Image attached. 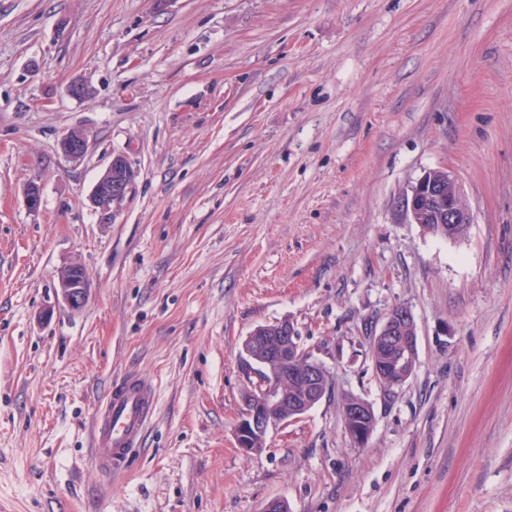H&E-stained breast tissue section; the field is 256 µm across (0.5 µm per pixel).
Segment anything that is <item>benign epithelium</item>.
<instances>
[{
  "label": "benign epithelium",
  "mask_w": 512,
  "mask_h": 512,
  "mask_svg": "<svg viewBox=\"0 0 512 512\" xmlns=\"http://www.w3.org/2000/svg\"><path fill=\"white\" fill-rule=\"evenodd\" d=\"M61 152L72 160L84 157L87 138L79 132L66 134ZM133 174L122 156H116L95 184L92 204L109 211L120 207L130 192ZM404 220L425 231L450 239L459 238L472 223L460 185L446 166L425 170L398 201ZM58 294L65 304L80 309L86 302L89 283L84 269L72 265L58 280ZM373 370L378 380L392 387L403 384L414 372L417 353L415 318L406 306H396L371 339ZM242 368L254 378L253 389L243 395L244 409L234 437L244 453L257 451L270 430L294 421L317 405L328 389L324 365L303 348L301 337L289 320L256 327L242 345ZM344 430L354 445L367 444L374 428L372 407L357 397L342 405Z\"/></svg>",
  "instance_id": "benign-epithelium-1"
}]
</instances>
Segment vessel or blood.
Wrapping results in <instances>:
<instances>
[{
    "mask_svg": "<svg viewBox=\"0 0 512 512\" xmlns=\"http://www.w3.org/2000/svg\"><path fill=\"white\" fill-rule=\"evenodd\" d=\"M156 404L155 387L139 373H127L112 385L95 416L91 456L95 470L118 475L128 469Z\"/></svg>",
    "mask_w": 512,
    "mask_h": 512,
    "instance_id": "vessel-or-blood-1",
    "label": "vessel or blood"
}]
</instances>
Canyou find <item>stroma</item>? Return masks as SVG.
Returning a JSON list of instances; mask_svg holds the SVG:
<instances>
[{
	"label": "stroma",
	"mask_w": 512,
	"mask_h": 512,
	"mask_svg": "<svg viewBox=\"0 0 512 512\" xmlns=\"http://www.w3.org/2000/svg\"><path fill=\"white\" fill-rule=\"evenodd\" d=\"M118 155L131 192L103 212ZM437 166L473 217L458 240L396 207ZM75 264L76 311L56 290ZM398 305L417 358L388 389L370 336ZM284 319L330 387L246 455L242 343ZM129 371L158 404L115 477L89 464L93 420ZM349 395L375 416L362 448ZM276 498L512 512V0H0V512ZM61 152L72 160H80L87 150V138L79 131L67 133L59 143ZM132 180L133 174L124 157H114L92 190V204L102 211L120 207L130 192ZM58 294L72 310H79L88 296L89 283L84 269L72 265L66 269L58 280ZM344 430L357 447H364L374 428L372 407L357 397H348L342 405Z\"/></svg>",
	"instance_id": "stroma-1"
}]
</instances>
